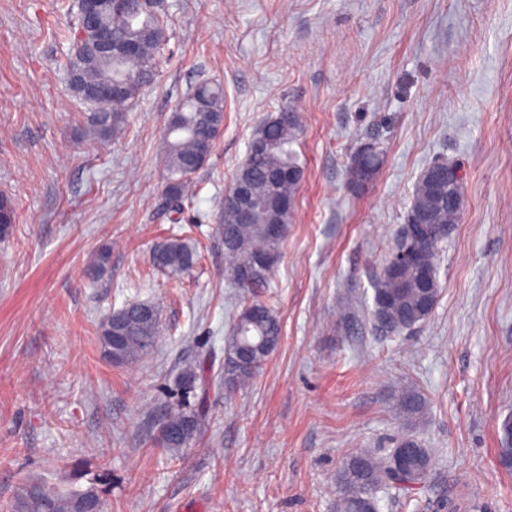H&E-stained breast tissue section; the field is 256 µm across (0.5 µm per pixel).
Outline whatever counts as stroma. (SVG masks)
Instances as JSON below:
<instances>
[{
  "mask_svg": "<svg viewBox=\"0 0 512 512\" xmlns=\"http://www.w3.org/2000/svg\"><path fill=\"white\" fill-rule=\"evenodd\" d=\"M153 84L114 138L80 123L66 62L74 0H0V194L17 222L0 240V512L24 484L95 488L104 512H336L346 457L394 447L393 396L420 391L413 432L431 448L427 499L512 512V0H164ZM224 88V130L181 214L158 149L199 83ZM292 107L304 167L263 299L282 340L249 387L226 393L224 346L243 297L224 273V193L260 123ZM382 153L352 188L356 148ZM444 159L463 207L444 246L441 294L421 326L374 332L373 281L414 183ZM190 234V274L151 264ZM111 264L87 267L103 246ZM132 302L159 310L155 347L129 366L98 326ZM209 368L205 432L158 443L176 380Z\"/></svg>",
  "mask_w": 512,
  "mask_h": 512,
  "instance_id": "1",
  "label": "stroma"
}]
</instances>
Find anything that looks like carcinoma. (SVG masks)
Instances as JSON below:
<instances>
[{
	"mask_svg": "<svg viewBox=\"0 0 512 512\" xmlns=\"http://www.w3.org/2000/svg\"><path fill=\"white\" fill-rule=\"evenodd\" d=\"M99 22L112 26L120 37L139 43L136 55L116 54L104 58L87 53L83 45L72 41L67 64L70 87L77 99L82 89L110 82L125 84L123 95L96 102L93 111L84 113L88 131L104 139L120 134L126 123V108L157 76L159 59L166 42V25L162 14L147 0H125L120 9L99 16ZM224 124V90L217 83L202 82L183 100L169 119L163 136L161 162L164 191L169 200L179 206L187 197L193 175L206 163L208 156L201 150L199 132ZM300 134L297 116L284 120L271 116L260 123L253 140L264 143L258 154L247 153L234 179L245 178L250 185L254 204L251 224H235L228 218L233 208L232 193L224 195L220 212L219 231L224 238L225 271L249 295L237 313L225 343L224 386L229 391L240 390L253 381L277 350L282 339L280 320L271 306L252 299L257 290L268 286L278 262L292 219L295 194L303 168L293 144ZM281 173L283 177L272 180ZM428 207L433 213L435 233L430 238L411 239L398 233L394 250L415 249L422 263L437 272L438 259L448 234L442 227L457 221V213L430 203L422 180L415 183L411 207ZM15 206L11 199L0 195V236L9 233L15 223ZM265 263L256 262L257 257ZM154 266L172 274L187 273L194 267L197 254L186 240L171 238L158 244L151 254ZM439 291L424 296L417 285L415 269L403 265L391 272H381L373 285L371 318L379 328L380 313L389 314V334L399 335L424 324L435 308ZM103 336L107 357H116L118 364L129 365L153 347L160 336L158 312L150 303H133L110 313L98 326ZM206 366L186 367L180 376L183 393L196 390L205 381ZM395 411L403 424L409 426L423 417L424 397L417 391L402 389L394 399ZM203 414L182 401L172 408L160 423V444L178 450L196 442L202 434ZM411 444L417 449L410 467H396L393 453L377 455L361 451L343 462L338 479L336 512H380L381 489L393 487L402 491L421 490L433 470L434 456L417 437ZM101 504L98 493L88 488L63 492L45 483L23 489L18 512H89Z\"/></svg>",
	"mask_w": 512,
	"mask_h": 512,
	"instance_id": "carcinoma-1",
	"label": "carcinoma"
}]
</instances>
